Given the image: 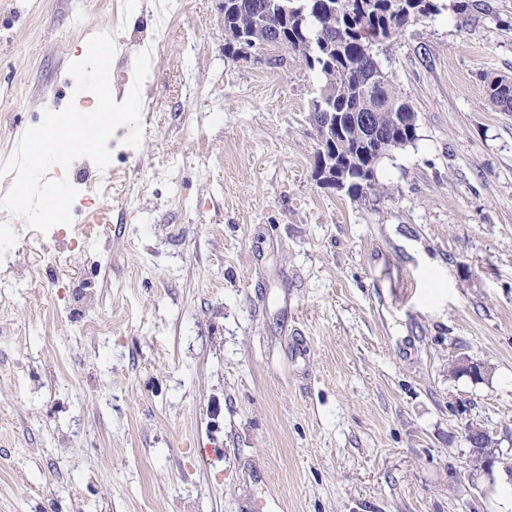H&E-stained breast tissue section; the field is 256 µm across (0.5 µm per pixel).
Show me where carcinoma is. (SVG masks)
Here are the masks:
<instances>
[{"mask_svg": "<svg viewBox=\"0 0 512 512\" xmlns=\"http://www.w3.org/2000/svg\"><path fill=\"white\" fill-rule=\"evenodd\" d=\"M267 0H228L224 4V24L236 28L244 13L252 12ZM336 5V42L324 37L329 15L295 12L284 24L283 34L288 39V51L299 50L300 44L309 42L314 54L300 53L309 71L321 81L320 96L331 101L332 111L344 112L343 130L352 143L357 163L343 165L342 173L348 179L345 193L354 200L370 196L387 198L388 188L376 177L368 176L370 162L363 144V130L351 112L365 99L367 82L374 71L366 62V50L373 48L374 56L387 51V44L400 37L406 29L407 18L424 15L436 16L446 5L440 0H333ZM383 94L390 104V112H412L409 99L396 88L389 75L381 76ZM483 81L489 103L499 112H512V77L485 73Z\"/></svg>", "mask_w": 512, "mask_h": 512, "instance_id": "cac0c4a2", "label": "carcinoma"}]
</instances>
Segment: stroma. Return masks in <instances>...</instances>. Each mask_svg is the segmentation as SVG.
Masks as SVG:
<instances>
[{"instance_id": "stroma-1", "label": "stroma", "mask_w": 512, "mask_h": 512, "mask_svg": "<svg viewBox=\"0 0 512 512\" xmlns=\"http://www.w3.org/2000/svg\"><path fill=\"white\" fill-rule=\"evenodd\" d=\"M406 28L382 59L418 115L391 200L312 176L297 57L224 55L221 0H0V164L112 34L139 148L53 166L72 222L0 235V512H499L512 496V0ZM168 26H161V19ZM104 329L87 331L89 319ZM483 363L473 380L456 358ZM493 432L473 469L466 423ZM489 103L498 112H512V77L484 73L482 75Z\"/></svg>"}]
</instances>
